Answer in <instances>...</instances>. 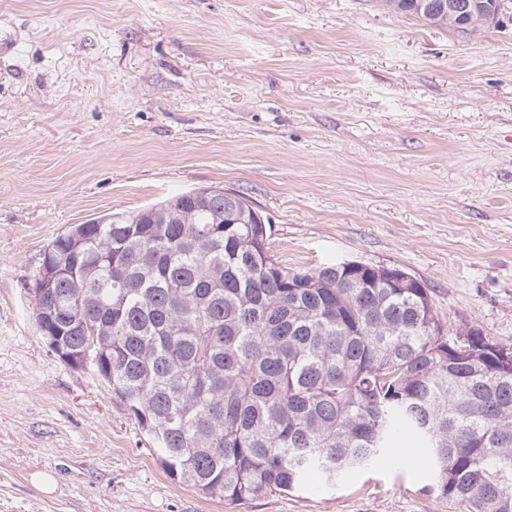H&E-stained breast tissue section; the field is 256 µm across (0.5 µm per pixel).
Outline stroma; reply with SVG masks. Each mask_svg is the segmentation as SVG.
<instances>
[{
  "label": "stroma",
  "instance_id": "35a3bbf8",
  "mask_svg": "<svg viewBox=\"0 0 512 512\" xmlns=\"http://www.w3.org/2000/svg\"><path fill=\"white\" fill-rule=\"evenodd\" d=\"M505 3L465 37L380 0H0V512H466L424 493L425 459L205 498L50 349L32 287L69 225L217 187L281 264L401 269L512 344Z\"/></svg>",
  "mask_w": 512,
  "mask_h": 512
}]
</instances>
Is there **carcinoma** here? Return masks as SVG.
I'll use <instances>...</instances> for the list:
<instances>
[{"label": "carcinoma", "instance_id": "obj_1", "mask_svg": "<svg viewBox=\"0 0 512 512\" xmlns=\"http://www.w3.org/2000/svg\"><path fill=\"white\" fill-rule=\"evenodd\" d=\"M459 31L420 0H382ZM235 195L198 189L73 224L44 252L35 320L90 364L167 474L240 504L380 465L404 436L426 492L512 512V345L446 327L429 289L362 264L288 268Z\"/></svg>", "mask_w": 512, "mask_h": 512}]
</instances>
